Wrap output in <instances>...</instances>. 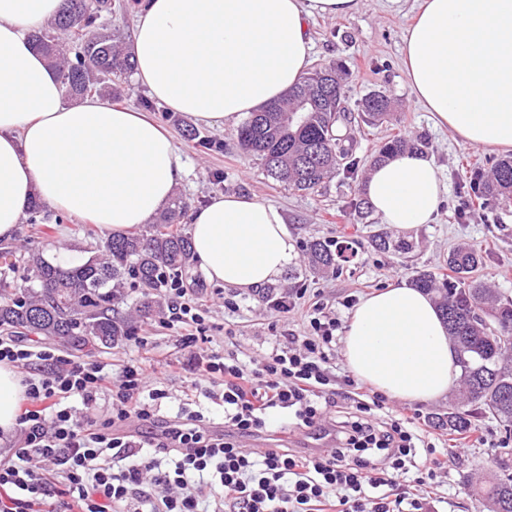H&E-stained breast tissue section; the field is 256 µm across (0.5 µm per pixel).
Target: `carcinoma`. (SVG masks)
Returning <instances> with one entry per match:
<instances>
[{
	"mask_svg": "<svg viewBox=\"0 0 512 512\" xmlns=\"http://www.w3.org/2000/svg\"><path fill=\"white\" fill-rule=\"evenodd\" d=\"M112 8V0H63L57 18L33 35L71 98L120 97L128 85L134 70L132 54L102 22ZM58 31L75 44L73 57L62 53ZM347 79L348 73L338 65L314 68L283 100L247 117L237 130L240 149L258 157L273 180L298 192L314 191L343 164L353 168L354 139L344 107ZM389 106L386 95L373 93L361 100L360 110L364 121L374 124L388 115ZM426 146L420 138L394 136L382 143L373 161L406 151L418 153ZM470 189L488 201L511 206L512 157L497 160L480 183H470ZM187 209L188 203L177 196L155 223L113 234L97 245L94 255L67 266L49 262L38 241L31 240L22 262L28 286L20 291L12 287L9 273L15 272L14 263L0 276V331L21 329L89 352L130 338L133 320L143 322L161 311L165 278L187 276L193 267L191 240L181 227ZM372 243L395 253L412 249L411 242L387 235L374 237ZM308 258L314 271H334L338 252L316 240L308 246ZM482 264L478 249L461 246L448 255L454 280L439 287L433 276L423 273L413 282L434 296L448 324L467 402L511 428L512 301L502 300L476 276ZM126 278L141 293L133 320L116 313L124 301ZM459 283L464 287H457ZM488 317L501 334L491 332ZM437 424L455 434L472 430L469 415L460 411L437 418ZM475 492L488 501L490 512H512V475H497L489 487Z\"/></svg>",
	"mask_w": 512,
	"mask_h": 512,
	"instance_id": "carcinoma-1",
	"label": "carcinoma"
}]
</instances>
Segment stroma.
Masks as SVG:
<instances>
[{
    "label": "stroma",
    "mask_w": 512,
    "mask_h": 512,
    "mask_svg": "<svg viewBox=\"0 0 512 512\" xmlns=\"http://www.w3.org/2000/svg\"><path fill=\"white\" fill-rule=\"evenodd\" d=\"M422 0H358L356 9L338 18L315 17L309 24L312 40V66L339 64L349 74L345 87V105L355 120L352 124L358 166L354 174L336 172L315 191L297 192L269 178L257 158L244 155L237 144L236 128L195 121L185 113L158 105L151 116L174 139L185 163V174L177 189L190 208H197L217 193L253 196L278 207L294 240L297 259L282 278L252 292H239L208 281L200 269L186 278L212 325L214 349L231 345L243 361L262 356L279 337L304 332L303 315L283 318L271 311L267 299L305 283L303 306L319 304L326 314L339 322L351 315L346 302L361 299L386 285L411 282L420 273L437 281L451 276L446 266L448 254L461 243L480 249L483 266L479 277L502 299L512 300V209L489 206L469 189L475 172H487L498 157L493 150H476L459 143L446 129L434 125L431 115L416 102L402 66L405 30ZM381 92L392 101V114L386 121L372 125L359 120L358 104L365 95ZM195 126L201 135L216 143L205 149L185 137V126ZM399 135L408 139L425 138L426 156L440 167L448 185L433 223L400 231L383 224L369 205L363 202L362 183L372 157L385 139ZM39 242L49 259L77 262L88 258L93 248L105 239V232L77 217H60L58 211L44 207ZM387 233L392 238L413 242L411 252L398 254L376 249L371 237ZM321 240L339 243L354 241L357 254L343 263L336 274H316L309 268L307 246ZM237 303L236 311L225 309V302ZM146 345L137 347L125 341L95 355L70 351L75 361L87 358L113 367L132 359L151 361L181 356L175 332L161 317L146 322ZM193 372L186 369L165 381L168 392L159 414L170 418L182 406L202 411L214 423L224 421V404L209 398L192 383ZM455 395L436 402L393 401L394 409L411 417L424 431L440 438L448 450V472L437 489L443 501L439 512H489L486 501L474 496L476 485L492 480L493 460L508 435L492 418L475 419L470 433L458 436L435 427L437 416L455 408Z\"/></svg>",
    "instance_id": "stroma-1"
}]
</instances>
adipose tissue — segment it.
I'll use <instances>...</instances> for the list:
<instances>
[{"label":"adipose tissue","mask_w":512,"mask_h":512,"mask_svg":"<svg viewBox=\"0 0 512 512\" xmlns=\"http://www.w3.org/2000/svg\"><path fill=\"white\" fill-rule=\"evenodd\" d=\"M62 0H0V238L32 202L88 219L107 233L149 223L174 197L185 163L171 136L131 107L99 97L68 103L31 34ZM357 0H148L132 48L136 80L176 112L234 124L279 100L310 65L311 17H342ZM412 92L465 146L512 151V0H424L404 37ZM448 190L435 162L401 153L362 184L384 223H432ZM194 258L225 287L252 291L295 261L281 212L219 194L191 215ZM353 375L403 402L439 400L460 367L436 303L390 284L362 297L345 327ZM23 388L0 364V433L11 435Z\"/></svg>","instance_id":"1"}]
</instances>
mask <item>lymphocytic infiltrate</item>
<instances>
[{
  "instance_id": "1",
  "label": "lymphocytic infiltrate",
  "mask_w": 512,
  "mask_h": 512,
  "mask_svg": "<svg viewBox=\"0 0 512 512\" xmlns=\"http://www.w3.org/2000/svg\"><path fill=\"white\" fill-rule=\"evenodd\" d=\"M167 324L199 373L195 386L220 394L224 430L202 412L160 420L142 364L119 370L76 362L15 337H0V364L21 373L24 398L14 441L0 456V512H430L442 465L411 418L387 413L384 395L336 381L328 362L338 324L320 306L304 335L243 368L236 355L203 351L206 316L182 280H171ZM111 407L96 411L102 396ZM80 401L86 414L74 412ZM350 405L333 418L338 401ZM288 429L332 423L323 453L250 449L273 415Z\"/></svg>"
}]
</instances>
